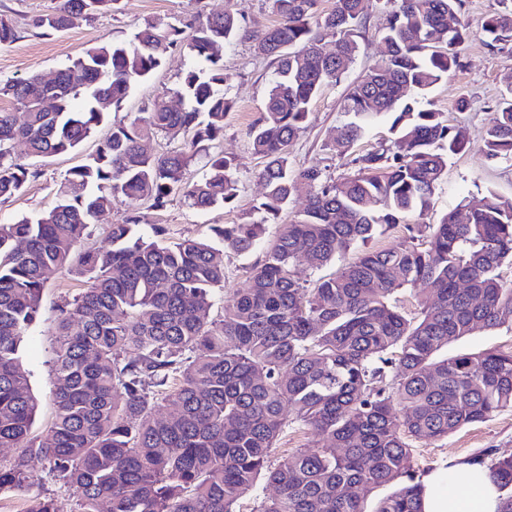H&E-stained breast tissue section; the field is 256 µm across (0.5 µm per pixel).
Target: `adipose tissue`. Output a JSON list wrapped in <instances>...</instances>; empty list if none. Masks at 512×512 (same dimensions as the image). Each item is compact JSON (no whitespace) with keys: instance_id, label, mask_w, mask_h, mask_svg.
<instances>
[{"instance_id":"obj_1","label":"adipose tissue","mask_w":512,"mask_h":512,"mask_svg":"<svg viewBox=\"0 0 512 512\" xmlns=\"http://www.w3.org/2000/svg\"><path fill=\"white\" fill-rule=\"evenodd\" d=\"M423 512H498L499 492L486 468L474 463L441 466L425 473Z\"/></svg>"}]
</instances>
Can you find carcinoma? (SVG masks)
I'll list each match as a JSON object with an SVG mask.
<instances>
[{"label":"carcinoma","instance_id":"obj_1","mask_svg":"<svg viewBox=\"0 0 512 512\" xmlns=\"http://www.w3.org/2000/svg\"><path fill=\"white\" fill-rule=\"evenodd\" d=\"M119 0H58L29 28L51 35L75 19L115 8ZM392 5L380 59L348 91L352 115L331 144L347 153L375 121H391L392 146L354 159L357 173L332 179L321 169L296 170L288 147L310 117L322 88L343 78L358 51L368 0H269L279 23L249 39L255 53L277 63L263 111L249 130L252 152L265 160L259 176L262 217L214 226L224 244L184 238L168 242L139 229L140 204L165 207L176 195L207 209L237 196V179L220 153L224 63L213 45L234 40L238 18L226 11L193 25L196 58L175 91L184 105L155 100L144 116L112 125L96 151L70 168L57 203L33 217L0 223V496H25L24 512H239V501L264 476L275 492L258 512H422L414 443L441 440L512 410V351L448 353L478 330L512 325V203L490 196L463 205L438 224L406 223L432 205L448 156L467 138L420 96L461 67L459 47L473 34L450 26L461 0H387ZM488 46L512 42L498 13L481 20ZM182 30L152 22L123 39L91 47L59 70L0 83V198L20 193L38 175L13 156L77 152L118 104L182 44ZM20 38L0 14V44ZM330 39L327 51L322 41ZM511 97L488 129L484 152L512 160ZM54 100L51 111L42 108ZM152 132L191 135L185 148L151 155L141 140ZM206 175L187 169L198 154ZM307 191L297 218L278 223L291 198ZM123 205V223L107 243L87 246V229L108 208ZM279 224L265 241L266 225ZM397 224L408 236L386 249L368 243ZM264 248L249 288L213 315L224 284V249ZM338 265L310 288L295 267ZM69 268L88 286L64 300L53 347L55 414L48 433L32 435L38 403L22 370L29 331L37 322L45 274ZM424 283L431 300L411 313L398 294ZM317 437L271 465L288 418ZM38 458L47 474L73 493L75 504L30 493L25 462ZM500 492L499 512H512V457L491 451L473 458ZM397 483L375 508L360 491Z\"/></svg>","mask_w":512,"mask_h":512}]
</instances>
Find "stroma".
Returning a JSON list of instances; mask_svg holds the SVG:
<instances>
[{
  "label": "stroma",
  "mask_w": 512,
  "mask_h": 512,
  "mask_svg": "<svg viewBox=\"0 0 512 512\" xmlns=\"http://www.w3.org/2000/svg\"><path fill=\"white\" fill-rule=\"evenodd\" d=\"M227 9L236 13L244 36L222 51L224 91L234 107L224 119V137L214 144L213 150L231 163L238 181V196L230 205L205 210L193 207L181 197L173 198L161 209L146 203L139 207L143 231L157 225L173 240L205 237L211 226L252 221L253 207L265 192L259 178L264 161L252 153L248 131L263 110L275 76V63L257 56L249 39L250 34L264 32L278 21L267 0H120L116 10L76 21L64 32L50 36L28 34L15 42L0 44V82L33 74L52 76L86 49L128 37L149 20L185 29L198 16ZM389 9L386 0H369L353 63L340 83L325 87L312 101L308 123L289 146L288 161L294 169L319 166L340 178L355 172L354 157L390 147L389 125L380 122L355 144L351 153L338 155L328 148L347 121L343 104L349 88L380 56V37ZM499 9L498 0H464L456 17L457 22L475 31L463 47V66L437 84L421 104L442 112L448 125L463 128L468 145L465 151L449 157L447 172L435 189L430 210L421 215L410 214L409 223H438L460 203L476 207L492 195L512 201V161L487 158L483 151L486 132L496 121L499 105L512 92V51L491 49L476 32L482 18ZM193 62L188 48L169 52L163 66L151 78L137 85L120 104L111 106L109 122L126 121L144 111L155 99L171 97ZM95 149L96 142L91 139L84 143L80 153L33 159L38 177L22 193L0 199V222L10 223L51 208L66 171L81 164ZM262 259L263 252L259 249L246 255L225 250L223 297L247 288L251 268ZM84 287L81 277L68 270L54 269L47 274L40 319L30 332L23 357V369L40 402L33 427L38 436L46 435L54 415L56 382L52 347L58 306L62 298L73 297ZM485 450L500 456L512 455V410L462 428L446 439L417 444L414 465L422 474L445 463L465 461Z\"/></svg>",
  "instance_id": "35a3bbf8"
}]
</instances>
